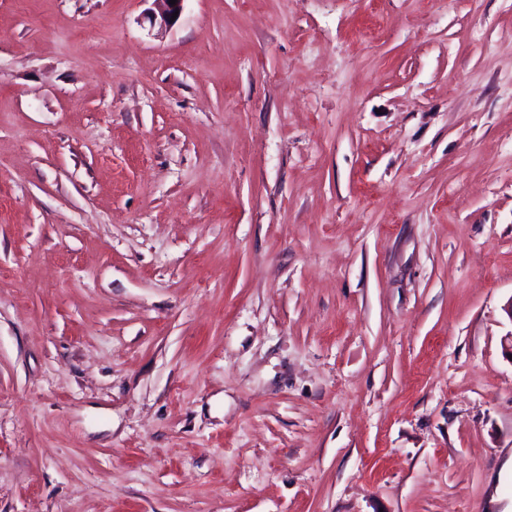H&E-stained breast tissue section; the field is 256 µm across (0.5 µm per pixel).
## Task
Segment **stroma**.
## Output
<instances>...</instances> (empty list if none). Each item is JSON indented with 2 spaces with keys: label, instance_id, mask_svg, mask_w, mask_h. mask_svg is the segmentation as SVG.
Segmentation results:
<instances>
[{
  "label": "stroma",
  "instance_id": "stroma-1",
  "mask_svg": "<svg viewBox=\"0 0 512 512\" xmlns=\"http://www.w3.org/2000/svg\"><path fill=\"white\" fill-rule=\"evenodd\" d=\"M0 0V512H512V0ZM154 1L162 2V7L159 11H149L145 19L148 21L151 29L157 28L158 32H163V30L167 31V29H170L180 18L186 0H177L175 5L169 4V0ZM176 10H179L178 16L175 21H171L172 14L175 13Z\"/></svg>",
  "mask_w": 512,
  "mask_h": 512
}]
</instances>
